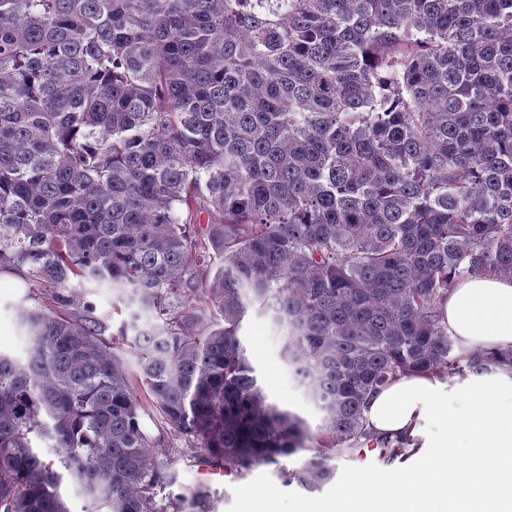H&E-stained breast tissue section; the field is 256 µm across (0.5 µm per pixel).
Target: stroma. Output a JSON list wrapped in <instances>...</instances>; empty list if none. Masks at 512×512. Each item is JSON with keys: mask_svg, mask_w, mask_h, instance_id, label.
Returning <instances> with one entry per match:
<instances>
[{"mask_svg": "<svg viewBox=\"0 0 512 512\" xmlns=\"http://www.w3.org/2000/svg\"><path fill=\"white\" fill-rule=\"evenodd\" d=\"M64 293L78 304L93 302L96 316L107 326L106 337L114 339V348L129 370L138 372L131 345L137 329L156 323L155 314L129 303L128 288L108 282L99 284L74 277ZM45 302V291L34 287L21 272H0V353L21 362L26 360L31 342L20 313L44 306ZM242 336L268 401L298 415L310 429H317L322 412L299 383L293 366L281 356L285 328L277 325L271 314L254 311L244 323ZM141 421L149 435L157 439L156 453L167 462L171 476L170 483L159 489V497L189 498L202 491L206 494L207 512H344L342 491L354 478L376 479L399 469L398 464L387 463L380 452L364 458L351 452L332 459L334 473L329 480L307 489L284 476L298 463L293 456L277 464L255 466L247 472L230 469L223 480L202 484L196 478L195 455L179 434L165 426L153 411L142 412Z\"/></svg>", "mask_w": 512, "mask_h": 512, "instance_id": "35a3bbf8", "label": "stroma"}]
</instances>
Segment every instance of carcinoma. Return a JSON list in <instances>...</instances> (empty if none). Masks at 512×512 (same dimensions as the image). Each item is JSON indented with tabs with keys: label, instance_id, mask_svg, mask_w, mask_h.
I'll use <instances>...</instances> for the list:
<instances>
[{
	"label": "carcinoma",
	"instance_id": "cac0c4a2",
	"mask_svg": "<svg viewBox=\"0 0 512 512\" xmlns=\"http://www.w3.org/2000/svg\"><path fill=\"white\" fill-rule=\"evenodd\" d=\"M2 269L52 305L22 314L26 363L0 354V512H69L64 482L91 512H204L158 498L147 408L222 467L314 448L305 488L362 445L393 463L370 393L512 375L442 312L457 281L512 277V0H0ZM74 276L163 318L140 373L60 292ZM255 303L315 434L262 393Z\"/></svg>",
	"mask_w": 512,
	"mask_h": 512
}]
</instances>
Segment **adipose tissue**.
<instances>
[{
    "label": "adipose tissue",
    "instance_id": "ef3b65f1",
    "mask_svg": "<svg viewBox=\"0 0 512 512\" xmlns=\"http://www.w3.org/2000/svg\"><path fill=\"white\" fill-rule=\"evenodd\" d=\"M443 317L450 335L487 350L512 347V277L486 274L461 280L443 305ZM364 416L368 433L411 450L445 448L453 454L462 448L512 447V404L493 406L491 391L478 384L467 392L463 405L452 407L437 377L401 374L370 397ZM434 420L445 430L432 436L427 425ZM399 484L409 488L413 501L473 500L481 505L498 494L493 486L475 490L464 477L450 481L408 469L394 482L355 480L349 492L388 497Z\"/></svg>",
    "mask_w": 512,
    "mask_h": 512
}]
</instances>
